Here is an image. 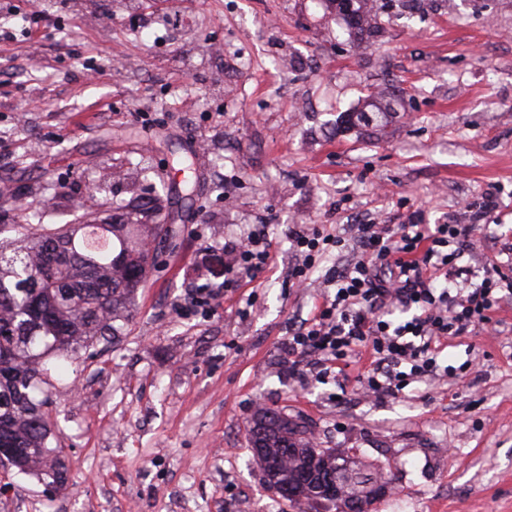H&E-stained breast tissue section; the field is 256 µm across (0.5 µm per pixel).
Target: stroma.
Wrapping results in <instances>:
<instances>
[{
  "instance_id": "1",
  "label": "stroma",
  "mask_w": 512,
  "mask_h": 512,
  "mask_svg": "<svg viewBox=\"0 0 512 512\" xmlns=\"http://www.w3.org/2000/svg\"><path fill=\"white\" fill-rule=\"evenodd\" d=\"M378 2V31L354 42L328 0H40L31 37L30 0H0L8 223L108 222L113 201L156 196L174 231L123 334L50 392L67 490L10 473L0 512H235L243 495L251 512H336L267 483L247 433L261 407L382 472L369 512H512V302L449 338L453 375L395 397H359L364 359L340 382L288 371L326 270L359 254L352 225L469 224L465 266L512 261V0ZM178 11L190 22L170 29ZM385 86L401 101L384 134L337 132ZM254 224L271 259L228 282L224 246ZM312 224L348 250L294 288L292 237ZM200 292L208 311L185 314Z\"/></svg>"
}]
</instances>
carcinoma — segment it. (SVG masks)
<instances>
[{"label":"carcinoma","mask_w":512,"mask_h":512,"mask_svg":"<svg viewBox=\"0 0 512 512\" xmlns=\"http://www.w3.org/2000/svg\"><path fill=\"white\" fill-rule=\"evenodd\" d=\"M351 35L379 28L376 0H332ZM400 99L388 88L367 96L358 112L336 117V131L359 127L384 130ZM156 200L132 198L125 218L112 224L0 225V446L15 474L46 487L66 488L60 437L51 426L49 377L68 379L73 359L105 336H117L127 308L161 264V250L146 245L173 238L168 224H149L144 215ZM248 440L270 486L286 489L291 503L328 496L319 480L329 472L365 506L375 497L366 484L373 475L350 457L336 468V454L314 447L304 425L261 407L249 423Z\"/></svg>","instance_id":"1"}]
</instances>
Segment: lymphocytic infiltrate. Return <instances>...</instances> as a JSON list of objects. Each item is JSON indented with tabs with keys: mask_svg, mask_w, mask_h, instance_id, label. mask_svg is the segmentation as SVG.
<instances>
[{
	"mask_svg": "<svg viewBox=\"0 0 512 512\" xmlns=\"http://www.w3.org/2000/svg\"><path fill=\"white\" fill-rule=\"evenodd\" d=\"M353 230L357 260L325 273L323 283L331 295L288 338L291 372L311 357L323 380L366 356L370 364L357 377L362 391L395 395L437 375L444 340L490 323L492 312L512 299L510 268L495 264L478 281L463 278L461 261L471 249L469 226L357 224ZM293 246L300 261L292 276L302 284L326 253L343 251L348 243L316 225L297 233ZM229 252V273L253 278L270 259L267 225H254ZM391 306L403 307L405 317H387Z\"/></svg>",
	"mask_w": 512,
	"mask_h": 512,
	"instance_id": "f902f5d3",
	"label": "lymphocytic infiltrate"
}]
</instances>
